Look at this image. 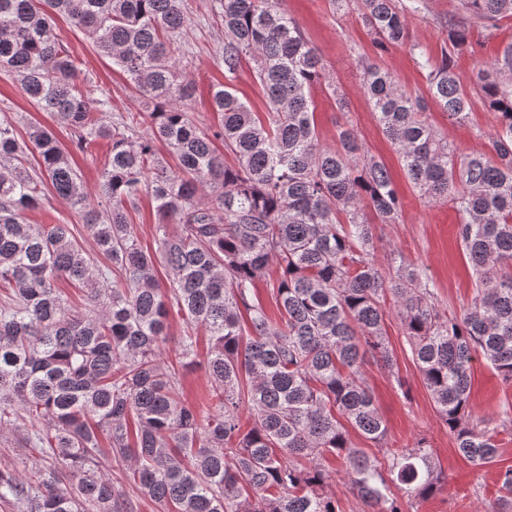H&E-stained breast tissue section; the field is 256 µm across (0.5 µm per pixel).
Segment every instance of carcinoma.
Here are the masks:
<instances>
[{
    "label": "carcinoma",
    "instance_id": "1",
    "mask_svg": "<svg viewBox=\"0 0 512 512\" xmlns=\"http://www.w3.org/2000/svg\"><path fill=\"white\" fill-rule=\"evenodd\" d=\"M460 2L469 24L512 18V0ZM421 6L357 0L380 47L409 46L427 72V95L366 61L359 85L420 199L448 201L459 216L474 295L457 313L439 305L423 267L377 260L376 226L399 223L404 198L353 128L339 127L333 146L320 142L311 89L324 84L340 106L344 93L278 0H211L224 26L225 78L250 57L267 103L259 117L220 84L213 129L184 108L193 94L177 65L184 0H0V68L68 123L79 151L112 144L102 210L52 131L33 124L20 139L0 117V434L52 460L28 475L0 468L1 503L12 512H135L123 485L101 473L110 454L161 512H344L329 490L332 457L363 512H411L444 476L425 437L383 448L386 427L362 368L370 357L393 371L392 309L459 454L477 469L496 462L499 425L475 417L469 401L478 358L512 386V43L475 87L497 114L490 153H461L426 112L433 103L452 124L468 119L473 97L453 57L470 44L452 28L435 60L410 42L407 14ZM57 15L121 68L147 107L102 123L112 102L89 106L54 33ZM140 127L149 134L136 136ZM159 141L176 172L157 164ZM47 189L80 210L103 260L88 258L67 224L24 222ZM144 194L156 202L154 250L131 227ZM159 265L172 276L167 288ZM272 265L273 316L256 293ZM60 279L85 291L90 309L68 304ZM173 313L187 331L165 363ZM198 329L209 341L210 393L190 402L182 370L196 356ZM352 430L381 454L355 447ZM72 478L75 487L64 488ZM498 483L506 502L511 467Z\"/></svg>",
    "mask_w": 512,
    "mask_h": 512
}]
</instances>
